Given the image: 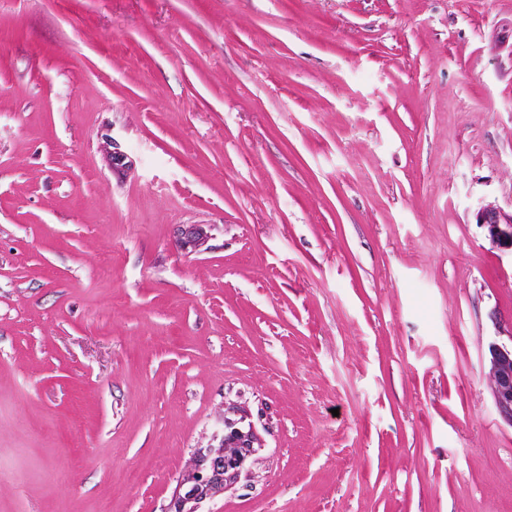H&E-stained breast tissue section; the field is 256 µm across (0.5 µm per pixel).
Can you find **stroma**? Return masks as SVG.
I'll use <instances>...</instances> for the list:
<instances>
[{"label":"stroma","instance_id":"35a3bbf8","mask_svg":"<svg viewBox=\"0 0 512 512\" xmlns=\"http://www.w3.org/2000/svg\"><path fill=\"white\" fill-rule=\"evenodd\" d=\"M490 203L512 0H0V512H512ZM490 354V385L496 407L508 423L512 424V343L493 345ZM223 417V434L218 446L199 448L192 456L187 473L179 482L171 512H198L202 501L236 485L247 472L261 444L248 419Z\"/></svg>","mask_w":512,"mask_h":512}]
</instances>
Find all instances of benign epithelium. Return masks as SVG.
Masks as SVG:
<instances>
[{
  "label": "benign epithelium",
  "instance_id": "1",
  "mask_svg": "<svg viewBox=\"0 0 512 512\" xmlns=\"http://www.w3.org/2000/svg\"><path fill=\"white\" fill-rule=\"evenodd\" d=\"M490 240L512 250V213L486 205L477 214ZM490 354V385L496 407L512 425V348L494 345ZM248 414L237 419L223 417V434L216 446L200 448L192 456L187 473L179 482L171 512H197L202 501L236 485L261 447Z\"/></svg>",
  "mask_w": 512,
  "mask_h": 512
}]
</instances>
